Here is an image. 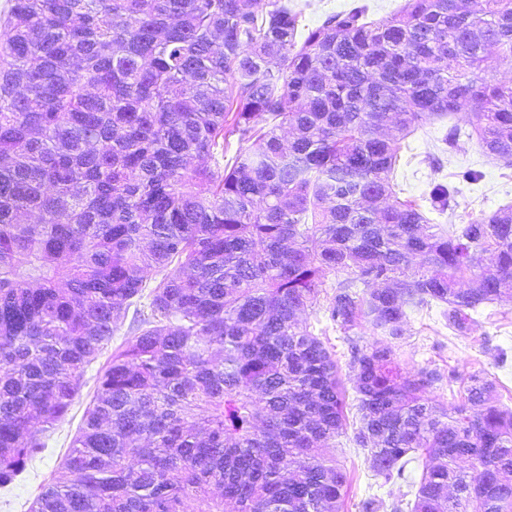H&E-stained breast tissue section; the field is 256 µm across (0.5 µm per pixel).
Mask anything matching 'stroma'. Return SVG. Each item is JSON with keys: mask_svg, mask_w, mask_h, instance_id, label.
Instances as JSON below:
<instances>
[{"mask_svg": "<svg viewBox=\"0 0 512 512\" xmlns=\"http://www.w3.org/2000/svg\"><path fill=\"white\" fill-rule=\"evenodd\" d=\"M454 125L469 128L468 116L458 112L442 120L425 121L403 142L398 162L401 199L420 204L432 182L455 181L457 174L466 169L480 172L479 181L460 184L454 209L434 214V223L443 225L464 224L480 213L512 204V163L488 157L473 138H461L455 149L440 150L441 137ZM403 329V338L394 342L367 327L358 329L357 339L366 348L377 343L391 344L404 374H414L425 366L444 373V381L433 388L432 395L445 405L457 404L469 376L481 371L498 383L501 401L512 407V299L482 306L470 331L463 336L450 332L435 308L409 312ZM325 341L336 358L345 391V413L349 422H356L355 372L346 336L331 327ZM501 349L507 351V361L498 359ZM105 363L101 357L86 368L83 386L66 421L51 435L12 490L0 491V512H29L42 484L60 469L95 395L97 376ZM336 448V459L350 478L342 512H359L360 501L370 495L378 496L389 506L407 492L406 483L385 484L375 478L369 451L353 447L347 436L337 438Z\"/></svg>", "mask_w": 512, "mask_h": 512, "instance_id": "obj_1", "label": "stroma"}]
</instances>
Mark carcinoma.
<instances>
[{"label": "carcinoma", "mask_w": 512, "mask_h": 512, "mask_svg": "<svg viewBox=\"0 0 512 512\" xmlns=\"http://www.w3.org/2000/svg\"><path fill=\"white\" fill-rule=\"evenodd\" d=\"M288 0H8L0 14V489L65 420L133 312L61 469L29 512H341L347 416L325 330L466 334L512 298V205L444 228L396 187L401 140L469 114L512 159V0H405L301 29ZM241 146L231 166L224 148ZM458 188L437 183L431 209ZM154 273V286L147 274ZM342 274L332 290L327 278ZM392 512H512V410L469 378L404 377L348 339ZM40 429H35L33 421ZM422 464L419 480L410 465Z\"/></svg>", "instance_id": "obj_1"}]
</instances>
